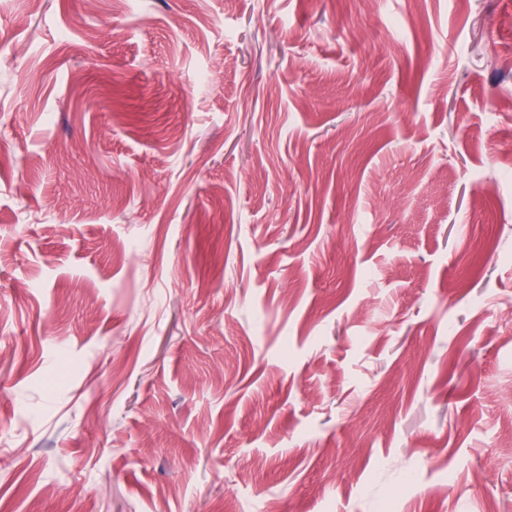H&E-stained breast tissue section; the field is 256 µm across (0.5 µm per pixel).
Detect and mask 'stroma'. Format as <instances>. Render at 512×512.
Listing matches in <instances>:
<instances>
[{
	"instance_id": "obj_1",
	"label": "stroma",
	"mask_w": 512,
	"mask_h": 512,
	"mask_svg": "<svg viewBox=\"0 0 512 512\" xmlns=\"http://www.w3.org/2000/svg\"><path fill=\"white\" fill-rule=\"evenodd\" d=\"M512 0H0V512H512Z\"/></svg>"
}]
</instances>
